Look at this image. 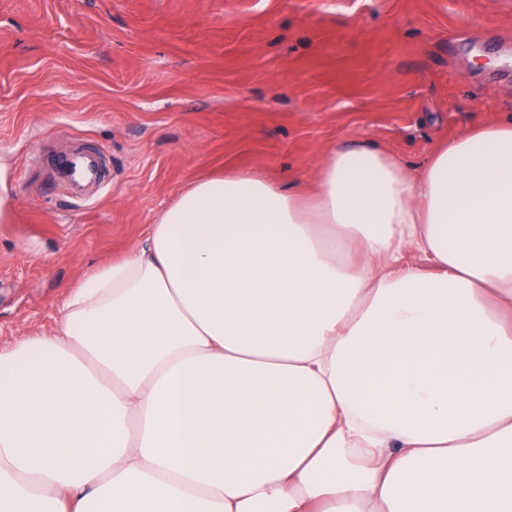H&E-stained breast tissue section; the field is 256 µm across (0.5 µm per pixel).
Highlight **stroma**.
Instances as JSON below:
<instances>
[{"label":"stroma","instance_id":"35a3bbf8","mask_svg":"<svg viewBox=\"0 0 512 512\" xmlns=\"http://www.w3.org/2000/svg\"><path fill=\"white\" fill-rule=\"evenodd\" d=\"M511 116L512 0H0V349L194 179L302 184L360 142L413 170ZM75 138L90 199L47 167Z\"/></svg>","mask_w":512,"mask_h":512}]
</instances>
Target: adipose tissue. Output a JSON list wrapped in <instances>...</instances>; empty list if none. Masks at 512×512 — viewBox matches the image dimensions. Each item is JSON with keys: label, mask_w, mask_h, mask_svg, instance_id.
Segmentation results:
<instances>
[{"label": "adipose tissue", "mask_w": 512, "mask_h": 512, "mask_svg": "<svg viewBox=\"0 0 512 512\" xmlns=\"http://www.w3.org/2000/svg\"><path fill=\"white\" fill-rule=\"evenodd\" d=\"M508 312L512 121L192 181L0 351V512H512Z\"/></svg>", "instance_id": "1"}]
</instances>
